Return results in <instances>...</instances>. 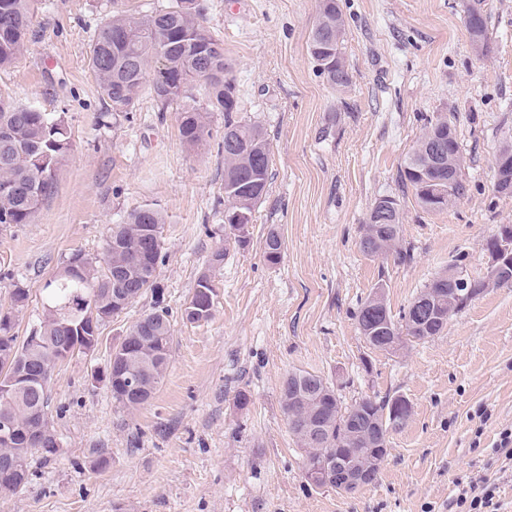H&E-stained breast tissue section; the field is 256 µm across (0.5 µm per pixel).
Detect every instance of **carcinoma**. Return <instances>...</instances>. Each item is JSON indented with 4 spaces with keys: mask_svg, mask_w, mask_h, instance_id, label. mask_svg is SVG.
<instances>
[{
    "mask_svg": "<svg viewBox=\"0 0 512 512\" xmlns=\"http://www.w3.org/2000/svg\"><path fill=\"white\" fill-rule=\"evenodd\" d=\"M37 0H0V69L12 65L22 54L29 34ZM466 30L472 46L481 54L490 52L487 19L484 11L471 7L466 14ZM344 19L336 0H320L319 16L309 42V52L318 73L338 90L352 82L343 52ZM89 66L101 96L110 112H130L143 91L165 109L174 102L187 101L179 112V133L184 143L200 146L210 136L211 114L224 113V136H233L237 148L224 149V213H253L266 192L269 181L270 151L262 127L236 118L237 103L226 83L229 64L224 45L208 33L195 0H175V4L146 18L122 10L112 12L98 29L91 48ZM207 91V106L189 104L193 90ZM435 123H429L410 155L403 177L414 190L419 206L428 210L414 171L427 170L434 178L448 181L462 172L461 147L449 150L444 164L438 166L425 147ZM71 150L68 126L62 116H51L31 105L0 101V224H27L39 205L55 186V172ZM400 213L390 223H367L360 240L361 250L371 256L392 253L404 260L398 249ZM164 220L151 208L131 211L125 221L112 229L106 242L104 266L82 254L72 255L50 282L44 319L35 336L18 341L12 333L13 315L26 306L29 288L12 284V311L0 313V418L10 417L22 429L31 423L42 425V447L30 448L20 438L13 445L0 447V490L16 491L17 472L10 463L29 474L31 459L41 453L47 459L57 454V434L49 416L48 384L55 367L61 363L55 349L60 336H90L92 320L86 317L91 307L112 315V295L124 294L127 304L150 290L157 292L156 276L161 262V244L145 251L135 260L142 245V230L152 228L162 234ZM283 249L280 235L271 231L264 241V255L278 263ZM205 288L212 300L204 302L199 290L187 304L184 315L191 323L213 316L216 288L207 275ZM430 286L439 289L441 298L436 318L427 324L412 322L411 310L394 316L386 299L370 297L359 311L364 335L374 350H382L380 336L399 332L409 342L425 341L438 335L448 319L482 294L487 286L480 277H467L455 286L439 275ZM209 312L195 315L203 304ZM171 342L168 312L155 309L144 314L113 346L112 398L123 408L135 410L152 397L167 370ZM128 377L140 383L142 395L118 382ZM393 397L368 396L342 408L335 389L321 376L298 370L288 374L281 388V406L297 444L304 451L303 464L318 463L350 448H377L386 445L389 431L405 425L408 418H391ZM322 425L326 442L318 447L308 439L307 429Z\"/></svg>",
    "mask_w": 512,
    "mask_h": 512,
    "instance_id": "cac0c4a2",
    "label": "carcinoma"
}]
</instances>
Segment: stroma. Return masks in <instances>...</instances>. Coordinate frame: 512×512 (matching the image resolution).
Returning <instances> with one entry per match:
<instances>
[{
	"label": "stroma",
	"instance_id": "1",
	"mask_svg": "<svg viewBox=\"0 0 512 512\" xmlns=\"http://www.w3.org/2000/svg\"><path fill=\"white\" fill-rule=\"evenodd\" d=\"M471 2L338 0L352 72L339 91L309 52L319 0H197L224 45L238 115L261 124L270 147L241 246L224 232L223 113L195 148L180 139L179 104L163 110L144 95L132 112L107 113L88 62L112 0H39L24 53L0 70V100L64 116L72 149L31 222L0 224V311L13 282L26 285L14 333L28 336L70 257L102 258L113 225L151 207L164 217L157 286L172 339L162 382L134 411L113 401L105 372L152 294L103 325L95 351L58 365L49 412L59 451L32 458L28 483L0 492V512H448L457 482L477 472L495 480L499 512H512V468L493 451L512 426V282L395 353L371 349L357 320L379 287L402 312L452 260L484 274L485 242L512 224V196L494 190L501 132L512 129V0H484L486 56L465 28ZM446 113L468 191L427 212L402 174L427 121ZM383 196L399 204L407 260L360 248ZM272 230L283 240L274 265L263 254ZM218 251L224 260L210 268ZM207 270L214 314L187 323ZM296 370L333 383L346 407L374 395L409 401L372 485L343 494L305 481L280 403Z\"/></svg>",
	"mask_w": 512,
	"mask_h": 512
}]
</instances>
